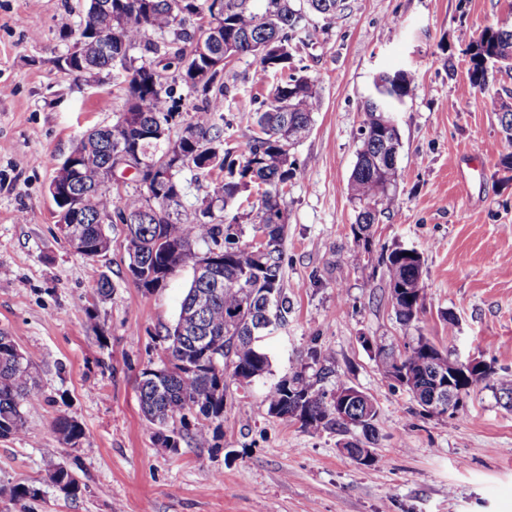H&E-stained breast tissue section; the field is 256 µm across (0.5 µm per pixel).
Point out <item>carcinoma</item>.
<instances>
[{"mask_svg":"<svg viewBox=\"0 0 512 512\" xmlns=\"http://www.w3.org/2000/svg\"><path fill=\"white\" fill-rule=\"evenodd\" d=\"M98 2L90 0L85 20L75 31L74 45L82 50L80 62L66 67L80 74H98L115 55L140 50V56L130 57L118 71L126 93V108L119 119L131 128L133 143L140 146L145 158L162 160L169 167L175 162L173 158L163 160L172 117L165 80L166 71L173 69L191 91L202 96L190 126L199 138L219 149L211 164L185 139L174 143L196 169L218 171L202 206L209 211L218 202L224 210L251 188L263 189L251 208L250 230L253 235L259 230L267 233L273 242L267 252L242 241L246 230L237 215L222 224L206 220L203 214L187 223L176 217L181 206L177 201L161 224L142 217L144 189L138 185L120 194L103 177L111 127L91 130L70 152L80 163L75 193L87 192L91 197L86 223L75 225L81 238L80 254L94 259L109 251L111 239L99 218L110 212L112 223L126 225V237L139 241L135 257L129 261L146 265L153 272L152 279L138 283L141 288H156L177 269L196 267L201 243L222 258L213 270V281H220V287H212V281L192 279L174 327L165 329L163 368L168 371L167 378L157 382L147 369L141 375L140 406L145 419L158 427L178 423L185 429L187 416L194 412L207 419L224 414L227 384L224 376L212 370L211 357L221 366H232V377L247 384L270 373V357L258 341L264 333L260 328L263 322L270 317L280 322L288 312V297L282 288L285 216L280 198L296 175V167L288 161L289 148L309 134L320 104L313 81L294 63L292 43L303 30L304 9L331 25L342 17L347 0H263L260 7L254 5L255 0H169L161 9L155 0H112L110 12L99 8ZM204 19L217 33L208 40L207 56L197 54L195 35L187 31V23ZM492 55L501 57V65L512 69V21L507 18L484 30L473 46L475 82L484 79L479 69L483 59ZM246 56L257 59L263 71L274 73L277 82L269 99L261 101L253 112L254 134L235 158L224 148V127L219 125L224 120L223 103L228 93L224 70L232 59ZM411 91L409 71H382L375 76L365 101L360 147L349 180L351 197L360 206L352 232L364 254L371 253L374 224L396 203L399 168L393 156L399 154L401 139L393 112ZM153 131L163 134V142L142 137ZM378 263L386 268L389 298L397 319L405 325L419 322L424 310L422 254L414 248L397 247L380 255ZM206 293L210 294L209 302L198 315L185 316L198 296ZM15 349L12 336L1 330L0 438L20 434L23 407L39 399L31 382V358L25 354L17 359ZM374 360L384 377L395 382L406 378L410 392L451 385L457 408L464 397L489 383L512 404V372L499 373L485 364L476 374L457 373L452 368L454 360L422 336L405 345L402 353L378 345ZM351 390L353 387L346 385L337 386L332 394L317 390L300 371L271 385L265 402L269 415L298 421L304 428L341 427L337 414L343 412L353 421L352 427L373 444L378 439L376 402L352 398L347 395ZM53 428L62 443L73 447L84 436L82 427L66 415L58 416ZM50 481L73 498L83 487L66 466L56 467ZM40 496L41 489L26 483L10 489V498L16 503Z\"/></svg>","mask_w":512,"mask_h":512,"instance_id":"carcinoma-1","label":"carcinoma"}]
</instances>
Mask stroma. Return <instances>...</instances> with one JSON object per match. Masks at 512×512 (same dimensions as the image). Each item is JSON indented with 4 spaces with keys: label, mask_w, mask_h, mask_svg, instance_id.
<instances>
[{
    "label": "stroma",
    "mask_w": 512,
    "mask_h": 512,
    "mask_svg": "<svg viewBox=\"0 0 512 512\" xmlns=\"http://www.w3.org/2000/svg\"><path fill=\"white\" fill-rule=\"evenodd\" d=\"M348 3L331 27L309 18V38L293 45L321 108L289 152L298 169L282 193L290 306L282 328L261 339L271 373L228 380L223 418L188 419L205 425L208 444L183 437L172 451L141 412L139 382L164 358L192 271L139 288L124 225H109L111 250L88 259L61 233L49 193L73 142L115 122L124 92L111 73L88 78L61 65L87 0H0V330L30 355L41 393L24 408L22 432L0 439V512H512V407L486 387L456 412H425L361 342L400 350L422 335L450 358L512 371V145L499 120L512 110V70L488 67L479 85L470 77L474 42L512 14V0ZM399 68L411 70L414 89L394 115L397 205L374 225L371 249L423 256L426 312L409 326L391 308L384 267L355 256L348 194L373 79ZM224 79L226 145L240 150L275 79L250 56ZM315 348L335 355L321 380ZM297 370L317 388L342 383L375 400L374 466L341 452L351 438L342 429L268 414L267 388ZM60 415L82 424L83 446L58 442ZM59 463L84 484L78 498L51 484ZM18 483L41 498L15 504Z\"/></svg>",
    "instance_id": "obj_1"
}]
</instances>
